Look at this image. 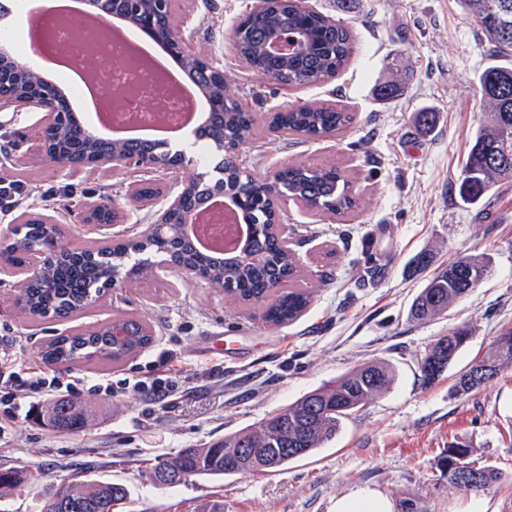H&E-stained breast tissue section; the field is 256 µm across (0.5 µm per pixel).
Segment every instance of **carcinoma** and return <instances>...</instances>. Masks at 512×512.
<instances>
[{
  "label": "carcinoma",
  "mask_w": 512,
  "mask_h": 512,
  "mask_svg": "<svg viewBox=\"0 0 512 512\" xmlns=\"http://www.w3.org/2000/svg\"><path fill=\"white\" fill-rule=\"evenodd\" d=\"M473 18L489 46L490 62L480 73L478 82L485 102L486 121L481 125L470 147L466 164L457 183L460 201L479 206L499 182L512 179V0H459ZM304 29L308 50L278 64L270 62L265 47L270 39L282 33ZM241 54L256 68L273 70L276 79L285 84L317 85L336 75L350 61L353 36L349 28L319 12H308L293 2L253 14L246 22L240 41ZM190 78L208 96L214 95L215 82L204 75L200 62L185 64ZM0 82L11 90L25 82V75L0 66ZM352 117L329 106L310 105L292 112H279L267 126L288 130L309 139L332 135L350 124ZM261 120L239 110L234 90H224V111L210 113V124L204 131L200 154L202 162L210 155L214 140L227 143L251 139ZM54 147L63 157L87 153L95 147L112 149V143L100 141L90 145L77 123L65 118L51 136ZM282 192L312 207L341 212L357 207L348 180L336 169L306 165L285 166L280 172ZM224 189L234 198L244 200L255 220L256 228L249 242L252 252L260 255L259 266L238 264L225 271L217 260L198 253L192 245L177 237L172 230L156 232L145 239L116 243L93 242L73 252H62L53 225L45 218H30L24 212L13 229L14 238L0 248V266H23L36 255H55L42 267L41 274L27 287L17 290L16 306L33 319H65L77 315L89 305L92 297L105 295L106 279L111 272L130 278L150 277L152 257L159 255L173 264L196 267L211 287L225 291L232 301L258 305L263 319L280 325L300 317L310 304L309 296L293 288L296 273L291 254L272 224V210L267 196L249 181L231 172L224 178ZM493 263L488 254L459 258L448 268L427 280L411 306V315L425 320L448 309L465 298L487 275ZM126 334L112 335L105 323L90 329L56 336L41 350L48 365L68 367L80 363L118 362L140 352L152 340L147 323L134 316L118 315ZM469 339V331L458 328L437 339L421 363V372L433 382L453 362ZM512 363V343L497 344L494 355L482 358L460 373L455 389L466 394L473 389L465 376L475 369L487 371L493 378L500 367ZM393 371L386 363H369L356 367L328 387L305 393L287 407L277 411L258 425L213 441L203 447L183 448L171 458L157 462L148 474L161 469L188 478L222 479L253 472L236 464L230 452L243 449L271 457L269 472L314 453L336 437L342 422L365 407L375 396L390 390ZM89 406L87 401L62 399L53 402L43 414V423L60 430H76L83 426ZM470 449L448 448L441 468L448 482L464 492L490 489L501 475L490 467H481L474 484L459 480L457 464H464ZM27 476L8 468L0 470V490H12ZM69 494L58 497V489L45 493V501L56 500L55 507L43 512H110L114 501H124L128 490L122 484L76 473Z\"/></svg>",
  "instance_id": "obj_1"
}]
</instances>
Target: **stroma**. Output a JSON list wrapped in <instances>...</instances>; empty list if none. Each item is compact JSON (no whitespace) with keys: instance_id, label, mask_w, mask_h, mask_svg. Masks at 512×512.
I'll list each match as a JSON object with an SVG mask.
<instances>
[{"instance_id":"obj_1","label":"stroma","mask_w":512,"mask_h":512,"mask_svg":"<svg viewBox=\"0 0 512 512\" xmlns=\"http://www.w3.org/2000/svg\"><path fill=\"white\" fill-rule=\"evenodd\" d=\"M351 27L348 66L318 85H283L252 71L233 48L234 27L255 0H177L192 51L224 70L241 105L264 118L284 108L322 103L350 112L353 123L312 141L264 129L243 152L263 177L286 165L311 163L339 170L362 199L360 209L332 214L288 202L282 211L301 262L300 288L311 296L305 313L278 326L257 308L232 304L223 291L168 272L147 283L130 281L88 307L78 322H31L14 306V279H0V328L22 340L24 355L74 325L93 326L127 313L146 317L152 343L106 365L58 369L63 378L164 380L167 399L151 390L96 397L97 410L78 432L27 421L0 444V468L31 474L0 496V512H41L43 491L83 471L125 484L132 504L119 512H203L213 500L224 512H332L336 499L357 488L384 496L392 512H512V364L488 383L456 393L459 372L512 330V179L499 183L482 210L462 205L451 188L484 120L478 76L489 59L476 26L456 0H362L359 13L340 15L333 0H306ZM406 74L402 95L382 102L376 79ZM438 113L420 131L413 115ZM36 117L0 109V175L21 180L26 209L65 227L64 241L80 246L99 231L70 217L71 209L112 199L127 208L119 237L143 230L149 208L131 206L132 189L147 182L177 186L183 172L135 168L72 174L35 154ZM431 269L480 254L494 259L488 277L463 301L427 322L408 316L425 283L415 259ZM471 337L439 380L424 382L420 364L430 345L458 326ZM388 364L390 391L345 420L335 439L275 475L242 474L221 481L194 479L174 488L153 486L147 471L180 449L202 446L258 423L303 394L352 368ZM471 448L474 466H491L501 481L467 494L437 467L449 446Z\"/></svg>"}]
</instances>
